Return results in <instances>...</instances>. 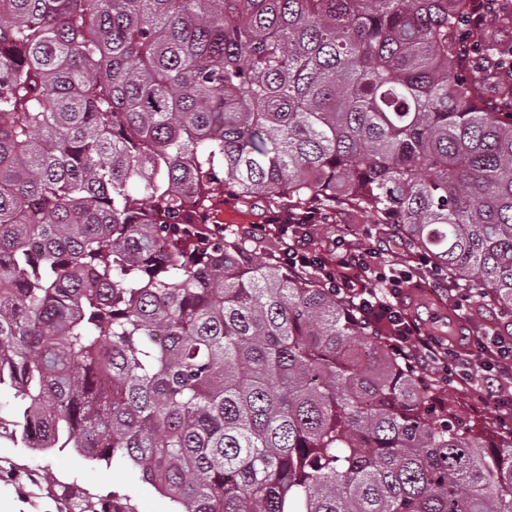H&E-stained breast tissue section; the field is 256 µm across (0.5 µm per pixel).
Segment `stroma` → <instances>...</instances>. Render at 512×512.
<instances>
[{
    "mask_svg": "<svg viewBox=\"0 0 512 512\" xmlns=\"http://www.w3.org/2000/svg\"><path fill=\"white\" fill-rule=\"evenodd\" d=\"M274 205L265 198L243 203L233 196H225L223 224L240 234H249L250 228L265 223ZM317 245H324L336 235L356 242L363 248L378 246L388 232L365 212L345 207L333 210L314 230ZM0 462L8 474L0 477V501L9 503L11 512H66V503L56 491L47 487L45 473H52L57 481L77 484L87 493L104 496L118 492L131 496L138 512H171L168 499L147 489L137 469L122 460L105 465L78 455L75 451L42 453L16 443L10 437H0Z\"/></svg>",
    "mask_w": 512,
    "mask_h": 512,
    "instance_id": "stroma-1",
    "label": "stroma"
}]
</instances>
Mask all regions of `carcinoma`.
Masks as SVG:
<instances>
[{"label":"carcinoma","instance_id":"carcinoma-1","mask_svg":"<svg viewBox=\"0 0 512 512\" xmlns=\"http://www.w3.org/2000/svg\"><path fill=\"white\" fill-rule=\"evenodd\" d=\"M471 0H0V390L171 512H512V431L216 194L363 210L512 316V45ZM73 512H137L80 490Z\"/></svg>","mask_w":512,"mask_h":512}]
</instances>
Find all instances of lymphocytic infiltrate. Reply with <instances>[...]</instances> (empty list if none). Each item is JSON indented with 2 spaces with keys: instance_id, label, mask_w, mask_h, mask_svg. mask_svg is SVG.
<instances>
[{
  "instance_id": "1",
  "label": "lymphocytic infiltrate",
  "mask_w": 512,
  "mask_h": 512,
  "mask_svg": "<svg viewBox=\"0 0 512 512\" xmlns=\"http://www.w3.org/2000/svg\"><path fill=\"white\" fill-rule=\"evenodd\" d=\"M312 220L311 213H293L287 221L276 218L259 230L279 240L280 257L287 267L316 272L334 286L352 303L361 323L389 327L388 346L411 367L453 390L470 386L478 375L492 376L496 387L490 390L489 401L496 405L503 428L512 427V400L502 397L505 389L512 388V339L486 335L478 339L473 354L457 351L402 309V294L411 287L415 268L425 265V257L386 280L377 272L384 257L381 250L362 249L346 239L321 251L303 244L298 231Z\"/></svg>"
}]
</instances>
